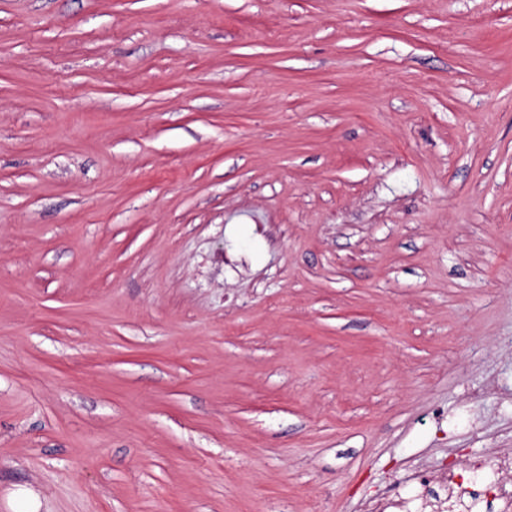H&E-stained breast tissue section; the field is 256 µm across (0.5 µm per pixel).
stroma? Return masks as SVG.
<instances>
[{"mask_svg":"<svg viewBox=\"0 0 512 512\" xmlns=\"http://www.w3.org/2000/svg\"><path fill=\"white\" fill-rule=\"evenodd\" d=\"M512 448V0H0V512H364Z\"/></svg>","mask_w":512,"mask_h":512,"instance_id":"obj_1","label":"stroma"}]
</instances>
